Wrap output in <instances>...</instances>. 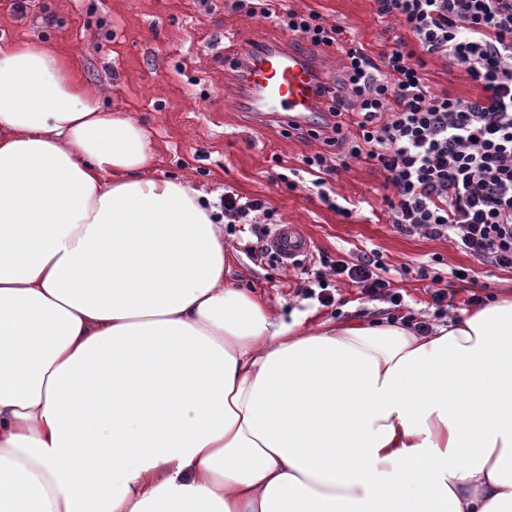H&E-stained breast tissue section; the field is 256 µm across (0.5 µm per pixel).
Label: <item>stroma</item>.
Segmentation results:
<instances>
[{
    "mask_svg": "<svg viewBox=\"0 0 512 512\" xmlns=\"http://www.w3.org/2000/svg\"><path fill=\"white\" fill-rule=\"evenodd\" d=\"M14 2L0 0V41L54 45L107 106L129 112L146 127L156 174L184 178L217 202L228 190L262 199L278 223L301 226L312 247L294 267L269 253L254 254L250 225L224 234V249L234 257V283L265 297L285 321L310 325L358 315L430 326L471 308L474 288L495 297L512 295V271L479 264L448 239L397 232L383 200L384 178L369 162L349 161L332 181L337 194L358 205L348 219L280 182L277 160L297 166L305 156H333L337 150L238 111L231 60L254 36L282 38L270 20L235 11L229 0H29L22 11ZM283 5L321 14L376 57L406 35L376 16L373 0H284ZM424 70L435 92L462 98L474 92L466 74L441 59L427 58ZM369 252L378 253L381 275L402 295L401 306L349 283L338 284L333 305L306 298V272L320 270L322 258L351 263ZM422 267L444 276L469 268L474 282L460 285L440 311L428 293L430 280L418 274Z\"/></svg>",
    "mask_w": 512,
    "mask_h": 512,
    "instance_id": "obj_1",
    "label": "stroma"
}]
</instances>
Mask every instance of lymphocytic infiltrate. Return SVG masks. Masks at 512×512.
<instances>
[{
	"instance_id": "f902f5d3",
	"label": "lymphocytic infiltrate",
	"mask_w": 512,
	"mask_h": 512,
	"mask_svg": "<svg viewBox=\"0 0 512 512\" xmlns=\"http://www.w3.org/2000/svg\"><path fill=\"white\" fill-rule=\"evenodd\" d=\"M374 3L379 18L397 21L410 38L377 57L347 48L341 79L324 89L332 102L329 118L312 137L342 147L344 160H365L382 171L397 231L453 238L478 263L512 270V0ZM232 6L316 46L343 41L341 27L313 11L283 8L280 0H232ZM429 56L465 72L477 94L434 92L423 71ZM334 170L319 152L279 179L293 190L308 185L328 209L352 217L355 204L339 203L328 180ZM328 266L305 291L322 305L334 303L335 279L396 305L402 301L380 276L377 253Z\"/></svg>"
}]
</instances>
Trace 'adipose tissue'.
Masks as SVG:
<instances>
[{
	"mask_svg": "<svg viewBox=\"0 0 512 512\" xmlns=\"http://www.w3.org/2000/svg\"><path fill=\"white\" fill-rule=\"evenodd\" d=\"M155 163L52 44L0 43V512H512V297L285 322Z\"/></svg>",
	"mask_w": 512,
	"mask_h": 512,
	"instance_id": "1",
	"label": "adipose tissue"
}]
</instances>
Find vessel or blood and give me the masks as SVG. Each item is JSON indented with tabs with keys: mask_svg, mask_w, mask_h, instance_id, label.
<instances>
[{
	"mask_svg": "<svg viewBox=\"0 0 512 512\" xmlns=\"http://www.w3.org/2000/svg\"><path fill=\"white\" fill-rule=\"evenodd\" d=\"M235 80L240 106L257 121L307 124L328 111L329 101L320 93L324 73L304 45L293 38H262L240 45ZM270 246L290 262L310 249L306 234L294 224L276 225Z\"/></svg>",
	"mask_w": 512,
	"mask_h": 512,
	"instance_id": "b4317fda",
	"label": "vessel or blood"
}]
</instances>
